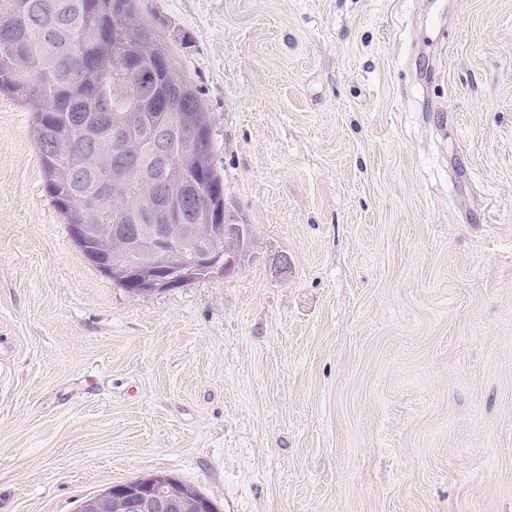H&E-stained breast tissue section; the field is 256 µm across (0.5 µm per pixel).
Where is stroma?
Returning <instances> with one entry per match:
<instances>
[{"instance_id":"obj_1","label":"stroma","mask_w":512,"mask_h":512,"mask_svg":"<svg viewBox=\"0 0 512 512\" xmlns=\"http://www.w3.org/2000/svg\"><path fill=\"white\" fill-rule=\"evenodd\" d=\"M136 3L253 244L112 283L0 93V512L158 470L218 512H512V0Z\"/></svg>"}]
</instances>
